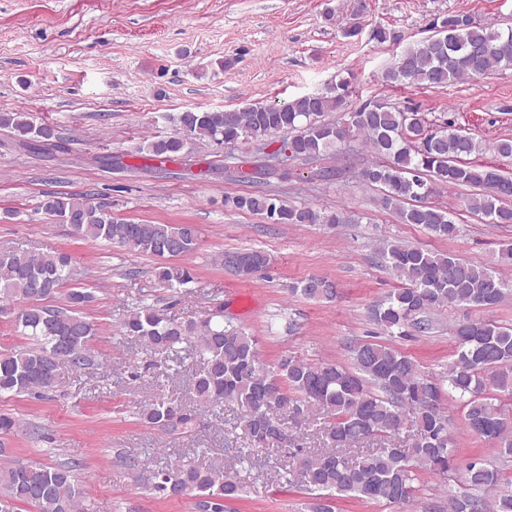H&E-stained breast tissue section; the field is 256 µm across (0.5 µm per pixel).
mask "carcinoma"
<instances>
[{
    "mask_svg": "<svg viewBox=\"0 0 512 512\" xmlns=\"http://www.w3.org/2000/svg\"><path fill=\"white\" fill-rule=\"evenodd\" d=\"M435 34L407 46L382 75L387 83L445 88L464 78L512 68V28L500 31L471 15L449 11L434 19ZM352 82L342 78L322 91L283 105L254 104L233 110L194 112L176 117L178 131L147 146L150 159L161 164L181 158L188 141L247 144L268 141L284 133L288 159L306 164L342 150H369L383 161L367 163L358 177L381 189L380 205L396 209L404 224L423 227L442 239H454L460 227L453 212L439 202L452 186L476 190L468 208L489 224H512V176L466 158L489 150L512 158V139L488 144L443 119L433 127L417 112L389 103L354 105ZM341 112L344 121L323 120ZM0 128L10 130L19 145L29 148L57 145L58 132L21 112H1ZM225 204L259 215L271 224H343L339 211L292 206L266 191L225 199ZM43 211L71 226L84 241L99 239L160 258H182L199 242L193 224H149L116 218L105 205L75 194L49 195ZM250 261L242 276L249 277L269 264L267 253L244 249ZM386 268L405 286L384 296L374 308L376 322L392 333L408 325L430 329L428 315L441 306L494 308L512 296V280L500 269L512 268V244L504 245L493 266L466 263L442 253L399 240L379 249ZM158 279L170 288L190 282V271L176 264L157 267ZM67 289L68 304L42 303L43 294ZM317 301L336 297V285L324 277H310L297 288ZM94 294L81 286L76 259L67 251L37 252L16 248L0 252V315H9L30 346L0 353V394L41 395L55 384L52 373L66 363L76 369L92 364L93 322L81 308ZM124 335L158 353H172L177 345L195 339L203 367L192 378V394L203 407L237 403L248 414L238 427L254 448L279 446L278 429L310 419L317 405L330 417L318 429L323 448H299L304 485L310 495L309 512H334L338 497H357L377 503H396L415 493L417 472L445 480L451 512H512V495H497L499 469L473 457L453 471V442L444 399L461 409L466 429L500 456L512 457V328L494 320L474 318L452 325L455 359L448 380L428 379L419 362L382 343L367 342L354 349V369L335 363H310L289 357L280 374L264 370L252 337L207 318L178 321L146 306L123 320ZM413 414L415 432L405 446L391 447ZM143 420L161 430L186 429L194 421L176 400H157L146 406ZM143 488L166 498L196 497L198 512H226V502L243 492L220 467L193 463L136 474ZM83 488L77 465L48 466L38 461L0 465V512H18L23 504L33 512H80Z\"/></svg>",
    "mask_w": 512,
    "mask_h": 512,
    "instance_id": "1",
    "label": "carcinoma"
}]
</instances>
